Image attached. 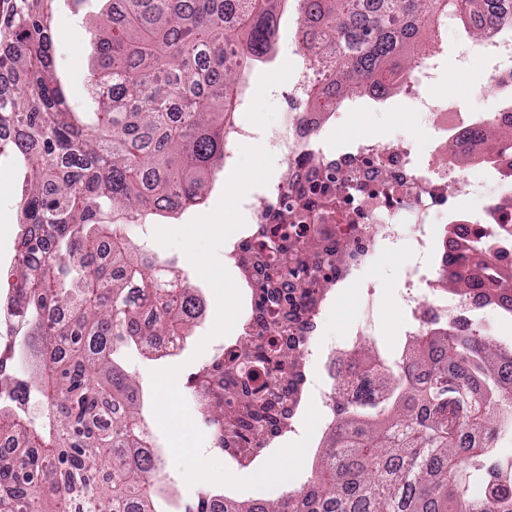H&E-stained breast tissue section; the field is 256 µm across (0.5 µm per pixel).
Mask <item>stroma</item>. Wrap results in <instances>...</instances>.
Instances as JSON below:
<instances>
[{
	"mask_svg": "<svg viewBox=\"0 0 512 512\" xmlns=\"http://www.w3.org/2000/svg\"><path fill=\"white\" fill-rule=\"evenodd\" d=\"M97 17L96 7L90 6L80 12H72L65 0H55L52 11V25L56 33L55 45L56 72L70 104L80 112L93 111L94 106L87 95V75L92 59L87 49L82 48L83 33ZM304 28L298 21L295 6H287L282 12L277 39L269 59L256 63L245 81L242 97L243 106L238 109L240 118L250 121L259 129L262 138H269L280 131L286 112L288 98L285 94L287 78L291 72L302 66L306 57L302 50ZM439 35L445 48L441 62L442 81L439 90L449 96H457L455 86L459 83L480 81L484 65L478 57L472 56L473 39L459 19L447 20L440 28ZM470 53L471 59L466 72L458 70L459 53ZM502 94L499 87H488L485 94L471 98L457 96L459 105L466 111L485 113L493 109ZM431 132L429 128L410 112V103L400 85H393L387 105L365 113H349L343 116L336 131L330 135V145L345 147L358 137L371 139L379 144L391 143L404 138L412 140L417 149H425ZM28 171L12 151L0 154V271L13 267L17 260L16 247L21 232L22 213L20 200L22 183ZM229 178L223 168H216L208 183L202 203L178 212L152 216L127 225L126 234L135 246H147L167 260L195 289L204 305L202 316L186 329L187 344L177 355L153 360L142 355L135 348L128 347L122 352L123 363L136 374L139 387L146 399L143 413L150 430L162 450L166 463L167 489L173 512H184L186 506L195 504L199 497L209 491L210 485L200 482L187 484L176 468L170 447L156 421L153 404L150 400L152 371L168 367H180L181 377L197 372L202 358L194 351L198 343L211 331L217 311L215 295L204 281L185 253L177 248H166L154 241L156 228H179L195 217L213 210L220 200ZM408 244L383 255L374 271L377 282L375 297V319L378 335L374 347L387 360H396L404 346L405 316L395 306L402 268L407 260ZM359 299L355 291H347L337 307L328 311L323 321L322 346L339 345L344 333L358 316Z\"/></svg>",
	"mask_w": 512,
	"mask_h": 512,
	"instance_id": "1",
	"label": "stroma"
}]
</instances>
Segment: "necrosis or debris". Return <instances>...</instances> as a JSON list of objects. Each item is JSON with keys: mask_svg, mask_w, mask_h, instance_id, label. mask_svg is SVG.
Here are the masks:
<instances>
[{"mask_svg": "<svg viewBox=\"0 0 512 512\" xmlns=\"http://www.w3.org/2000/svg\"><path fill=\"white\" fill-rule=\"evenodd\" d=\"M475 49L486 64V84L512 79L511 35H486ZM437 71V62L423 61L404 83L415 112L435 132L421 155L408 140L378 145L359 139L348 150L329 149L323 142L324 131L335 129L345 112L370 111L381 99L368 89L360 97H337L331 108L316 109L306 104L314 67L293 73L288 98L302 109L288 113L274 137L281 176L246 198L251 222L224 254L238 272L242 295L237 333L225 338L217 350L224 360L234 359L240 344L260 332L279 343H294L304 355L317 354L315 338L324 312L352 287L360 294L361 315L350 326L344 346L323 357L322 370L330 372L338 355L375 335L376 283L369 271L382 253L404 240L410 243L412 258L404 268L396 304L406 316V335L443 321L469 327L473 314L485 309L479 294L456 300L441 293L436 271L454 263L458 245L481 235L486 225L512 224V151L483 136L488 128L512 132V100L498 103L486 115L461 111L434 94ZM470 152L481 163L476 178L462 166ZM494 182L501 190L480 210L445 211L449 184L464 185L469 194L480 197ZM281 223L292 235L304 234L306 225H318L322 240L336 253L332 264L314 272L324 285L315 304L301 301L298 290L289 285L280 286L278 304L267 308L260 304L261 275L254 259L259 253L266 260L277 259L278 241L262 232L267 225ZM441 224L447 225L448 236L438 254L433 240Z\"/></svg>", "mask_w": 512, "mask_h": 512, "instance_id": "1", "label": "necrosis or debris"}]
</instances>
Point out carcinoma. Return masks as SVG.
Instances as JSON below:
<instances>
[{"label": "carcinoma", "mask_w": 512, "mask_h": 512, "mask_svg": "<svg viewBox=\"0 0 512 512\" xmlns=\"http://www.w3.org/2000/svg\"><path fill=\"white\" fill-rule=\"evenodd\" d=\"M45 2L7 0L0 27L12 46L0 53V75L20 80L0 97V125L22 129L10 147L31 170L7 301L19 318L10 335L24 344L0 356V434L13 456L0 467V512H163L162 460L149 450L141 394L118 352L134 345L154 354L159 337L183 334L194 298L163 280L161 258H132L123 226L202 199L205 177L224 161L241 72L265 61L282 0H102L84 32L95 58L90 123L54 76ZM297 2L301 24L313 26L303 49L320 64L308 95L318 105L330 86L345 98L368 86L389 94L394 80L438 54L450 14L477 41L480 16L512 34V15L494 12L491 0H383L379 9ZM280 263L307 297V269L288 267L286 245ZM445 276L460 297L473 289L512 296V271L498 269L479 242ZM366 350L349 354V374L378 370L380 395L337 400L332 442L308 484L260 508L227 501L223 512H512V463L492 456L512 426L499 412L512 406V347L475 328L425 330L408 337L394 371L379 356L359 363ZM239 360L270 375L288 369L300 392L298 351L247 345ZM222 374L217 359L196 380ZM286 401L235 379L198 405L222 449L225 407L236 408L239 428L274 432ZM39 402L45 412L34 415L29 406ZM465 462L484 471L489 494L468 492Z\"/></svg>", "instance_id": "obj_1"}]
</instances>
